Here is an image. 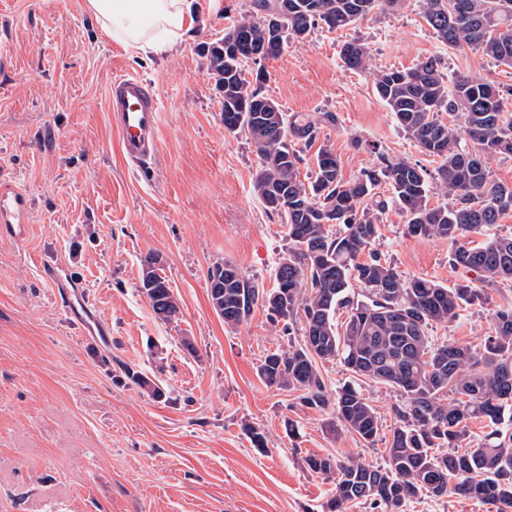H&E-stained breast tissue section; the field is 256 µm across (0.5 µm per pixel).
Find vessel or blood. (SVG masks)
<instances>
[{"mask_svg":"<svg viewBox=\"0 0 512 512\" xmlns=\"http://www.w3.org/2000/svg\"><path fill=\"white\" fill-rule=\"evenodd\" d=\"M107 110L125 158L139 163L156 153L160 107L150 83L133 74L116 76L109 89ZM29 208L30 201L20 190L0 182V230L23 238Z\"/></svg>","mask_w":512,"mask_h":512,"instance_id":"b4317fda","label":"vessel or blood"}]
</instances>
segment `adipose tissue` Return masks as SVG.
I'll list each match as a JSON object with an SVG mask.
<instances>
[{"label": "adipose tissue", "mask_w": 512, "mask_h": 512, "mask_svg": "<svg viewBox=\"0 0 512 512\" xmlns=\"http://www.w3.org/2000/svg\"><path fill=\"white\" fill-rule=\"evenodd\" d=\"M194 0H85L89 15L133 54L148 57L189 29Z\"/></svg>", "instance_id": "adipose-tissue-1"}]
</instances>
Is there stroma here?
Listing matches in <instances>:
<instances>
[{
  "instance_id": "1",
  "label": "stroma",
  "mask_w": 512,
  "mask_h": 512,
  "mask_svg": "<svg viewBox=\"0 0 512 512\" xmlns=\"http://www.w3.org/2000/svg\"><path fill=\"white\" fill-rule=\"evenodd\" d=\"M222 2V15L199 7L193 35L143 61L97 25L84 0H0V180L31 203L25 239L0 235V512H324L334 482L308 470L306 457L383 460L393 388L360 383L381 417L375 446L329 431L328 414L308 408L300 391L258 374L267 354L301 343L302 320L271 322L258 305L230 326L211 305L214 263L269 290L288 249L286 216L254 197L255 147L225 130L224 96L200 51L250 12L251 0ZM354 34L369 70L347 69L340 50L349 34L325 28L264 63L262 92L287 115L337 117L317 129L302 176L318 146L337 155L347 180L378 150L436 168L376 95L372 71L438 56L449 76L512 85V68L439 41L419 0ZM126 73L152 84L161 109L159 151L143 169L123 157L107 112L109 85ZM371 248L406 278L450 286L475 277L450 264L448 243L409 235L393 207ZM151 254L180 305L170 322L140 291ZM56 265L87 305V322L67 314L47 276ZM507 304L512 284L488 289L484 303L428 334L480 345ZM127 368L163 397L128 382ZM251 427L264 433L266 452L253 447Z\"/></svg>"
}]
</instances>
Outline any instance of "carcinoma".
I'll return each mask as SVG.
<instances>
[{
  "mask_svg": "<svg viewBox=\"0 0 512 512\" xmlns=\"http://www.w3.org/2000/svg\"><path fill=\"white\" fill-rule=\"evenodd\" d=\"M401 0H253V16L224 33L239 52L211 50L208 68L224 79V128L245 133L256 148L253 193L268 209L280 203L288 220L289 247L275 280L286 290L260 289L236 266L215 263L207 271L212 307L233 326L256 304L278 323L303 314V339L267 355L259 368L268 385L302 392L303 402L330 413V429L341 426L364 442H375L380 420L369 399L351 381L327 391L318 362L338 360L357 379L394 388L395 426L382 466L355 457L310 456L307 468L336 485L329 512H346L369 501L383 512H404L422 495H456L498 503L512 512V432L500 428L512 409V306L498 308L494 328L479 348L435 344L428 327L446 323L482 302L486 288L512 282V235L494 234L474 246L467 232L483 233L512 211V183L492 178L488 160L512 156V86L448 73L430 57L411 69H381L373 86L398 127L422 152L437 159L426 169L384 152L353 180L343 178L339 158L327 147L315 153L314 178L300 176L297 142L310 146L316 122L285 118L279 104L261 92L268 74L261 62L290 40L317 28L351 29L373 15L396 9ZM422 17L451 49H469L512 68V0H422ZM254 55L248 80L243 58ZM341 59L350 70L369 66L358 37L344 42ZM391 187V200L378 195ZM439 194L448 202L429 205ZM394 204L415 237L451 243L450 261L477 274L451 287L421 277H402L370 252L381 216ZM150 255L141 264V293L155 315L170 321L179 306ZM346 321L336 322L338 311ZM126 378L154 398L163 390L132 369ZM484 418L491 431L477 448L458 451L469 422Z\"/></svg>",
  "mask_w": 512,
  "mask_h": 512,
  "instance_id": "carcinoma-1",
  "label": "carcinoma"
}]
</instances>
